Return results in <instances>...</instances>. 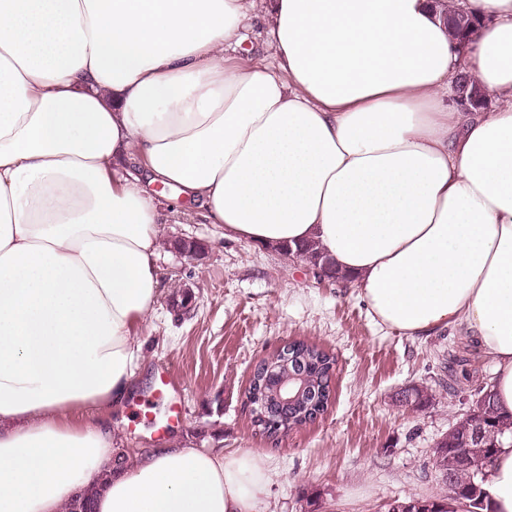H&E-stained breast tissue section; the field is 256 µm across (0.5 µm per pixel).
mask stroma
<instances>
[{
	"label": "stroma",
	"instance_id": "obj_1",
	"mask_svg": "<svg viewBox=\"0 0 512 512\" xmlns=\"http://www.w3.org/2000/svg\"><path fill=\"white\" fill-rule=\"evenodd\" d=\"M154 266L160 294L141 331L144 359L126 403L112 412L126 459L177 440L258 455L269 493L257 512H378L390 500L443 493L432 465L436 444L472 408L492 364L453 328L406 336L376 324L352 282L319 279L303 259L226 238L199 217H169ZM178 238L201 242L181 256ZM190 289L192 307L173 306ZM333 355L332 401L315 421L278 436L251 421L247 391L256 366L290 341ZM475 375L462 393L441 387L455 359ZM168 362L175 390L159 397L155 367ZM431 400L399 405L405 389Z\"/></svg>",
	"mask_w": 512,
	"mask_h": 512
}]
</instances>
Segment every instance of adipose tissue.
I'll list each match as a JSON object with an SVG mask.
<instances>
[{
    "label": "adipose tissue",
    "mask_w": 512,
    "mask_h": 512,
    "mask_svg": "<svg viewBox=\"0 0 512 512\" xmlns=\"http://www.w3.org/2000/svg\"><path fill=\"white\" fill-rule=\"evenodd\" d=\"M0 0V512H255L250 453L113 465L162 205L314 242L373 320L476 340L512 415V0ZM260 22L273 63L238 56ZM467 74L498 102L462 116ZM172 191L167 202L152 192ZM485 488L512 512V439Z\"/></svg>",
    "instance_id": "1"
}]
</instances>
